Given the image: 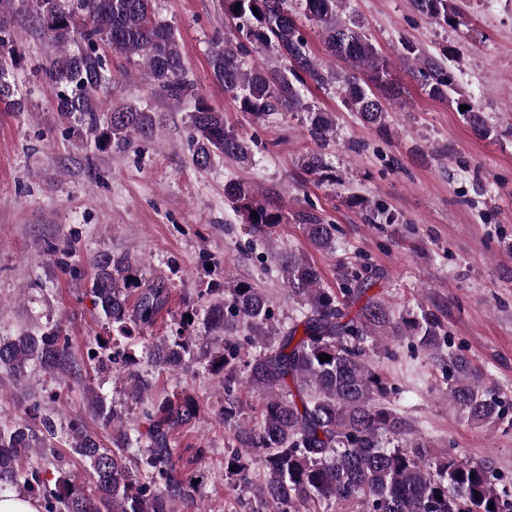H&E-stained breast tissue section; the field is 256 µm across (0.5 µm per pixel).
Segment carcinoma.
<instances>
[{
    "instance_id": "cac0c4a2",
    "label": "carcinoma",
    "mask_w": 512,
    "mask_h": 512,
    "mask_svg": "<svg viewBox=\"0 0 512 512\" xmlns=\"http://www.w3.org/2000/svg\"><path fill=\"white\" fill-rule=\"evenodd\" d=\"M28 13L56 52L38 70L56 91L60 115L80 123L100 152L122 151L134 138L153 137L160 116L133 105L102 107L100 92L112 81L107 55L120 52L136 60L139 75L177 103L193 100L189 148L193 163L206 167L215 158L247 165L251 145L224 123L183 71L180 43L173 28L156 18L153 0H0V112L24 106L15 84L21 65L12 25L16 2ZM305 16L320 24L327 55L337 69L313 56L288 12V0H223L234 24L232 39L217 34L208 54L213 78L241 112L261 120L272 112H301L317 148L302 159L303 170L329 177L324 149L336 137V114L306 103V85L334 87L345 106L365 125L385 126L386 104L402 99L391 79L392 61L362 27L342 17L346 0H300ZM430 24L454 28L460 7L452 0H408ZM258 13H253L252 8ZM269 52L274 64L243 63L251 51ZM400 63L432 99L448 101L456 92L448 72V51L420 53L412 45ZM473 130L490 137L493 129L474 104L464 111ZM279 192L251 183L224 184V201L239 215L255 241L288 223L277 202ZM347 205L367 223L382 214V204L350 195ZM318 251H336V225L309 211L293 214ZM46 255L63 273L85 275L75 241L50 244ZM87 293L94 308L123 338L143 331L168 304L164 285H145L130 254L98 253L90 262ZM288 301L297 314L274 324L268 295L248 281L224 286L216 299L189 301L169 336L138 352L109 337L79 357L67 330L53 323L40 333L0 336V371L16 383L28 380L34 366L43 375L76 378L115 368L124 375L129 396L141 405L146 432L132 436L121 414L93 393L91 409L109 431V444L89 431L81 414L62 418L61 394L28 393L19 400L11 425L0 427V492L14 488L41 502L42 512H202L199 476L185 472L176 455L174 433L196 418L190 395L156 400L149 369L176 370L193 359L198 324L224 340L223 352L205 366L224 384L223 424L235 426L236 448L224 456V471L249 493V512H317L339 504L355 512H512V494L497 486L490 468L455 454L432 456L429 445L406 420L386 406L387 390L376 371L374 344L412 337L425 354L442 359L447 328L440 311L420 307L395 314L386 301L368 294L374 282L346 269L340 292L321 285L317 268L294 252L279 256ZM257 348L242 352L241 339ZM328 354L330 360L320 362ZM451 383L448 401L468 420L488 423L503 417L494 396L469 358L448 351ZM242 385L263 399L261 420L251 428L235 423L234 387ZM66 424H61V420ZM87 465L86 484L52 476L63 460L54 451L58 429Z\"/></svg>"
}]
</instances>
